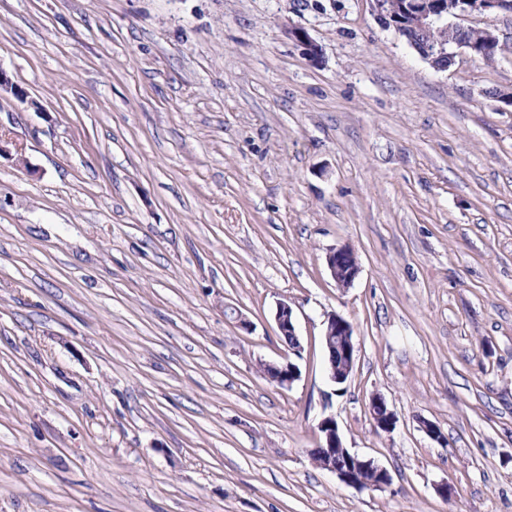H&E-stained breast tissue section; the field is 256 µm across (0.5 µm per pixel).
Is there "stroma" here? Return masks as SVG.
Returning <instances> with one entry per match:
<instances>
[{"instance_id": "1", "label": "stroma", "mask_w": 512, "mask_h": 512, "mask_svg": "<svg viewBox=\"0 0 512 512\" xmlns=\"http://www.w3.org/2000/svg\"><path fill=\"white\" fill-rule=\"evenodd\" d=\"M0 69V512H512V49L435 70L369 0H0ZM326 416L387 487L313 463ZM326 263L332 279L340 288H349L359 274V262L349 247L333 248L326 255ZM275 322L280 336H288L291 342L288 343L290 351L298 356L301 351L300 341L296 332V325L291 306L286 302H278L275 312ZM285 341L286 338L283 337ZM328 377L334 384L344 383L352 374L358 347L354 342L353 327L344 317L330 314L324 330ZM264 375L274 379L281 388H289L299 377V369L289 359L283 363L262 364ZM368 413L374 426L386 433H390L396 425V414L390 410L385 400L380 396H373L368 404Z\"/></svg>"}]
</instances>
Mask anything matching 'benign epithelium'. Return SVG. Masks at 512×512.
Returning a JSON list of instances; mask_svg holds the SVG:
<instances>
[{
    "label": "benign epithelium",
    "mask_w": 512,
    "mask_h": 512,
    "mask_svg": "<svg viewBox=\"0 0 512 512\" xmlns=\"http://www.w3.org/2000/svg\"><path fill=\"white\" fill-rule=\"evenodd\" d=\"M377 17L386 28L400 32L402 28L413 30L417 38L407 40L408 45L432 68L446 70L448 66L437 58L455 60L461 54L472 55V43L453 32L476 30L465 21L492 12H509L512 0H372ZM437 47L439 57L430 55L428 45ZM326 263L332 279L340 288H349L359 274L356 254L348 247L333 248L326 255ZM275 322L279 334L291 338L290 351L299 355L300 341L291 306L286 302L277 304ZM324 346L327 354L328 377L331 382L342 384L352 374L358 347L354 342L353 327L344 317L335 313L328 315L324 330ZM264 375L274 379L281 388L290 387L299 377V369L291 361L265 363ZM368 413L374 426L386 433L396 425V414L385 400L374 396L368 404ZM320 442L313 460L321 468L334 474L345 485L356 490H378L390 483L389 471L372 458L360 456L343 445L335 418L325 417L319 425Z\"/></svg>",
    "instance_id": "7a95c632"
}]
</instances>
